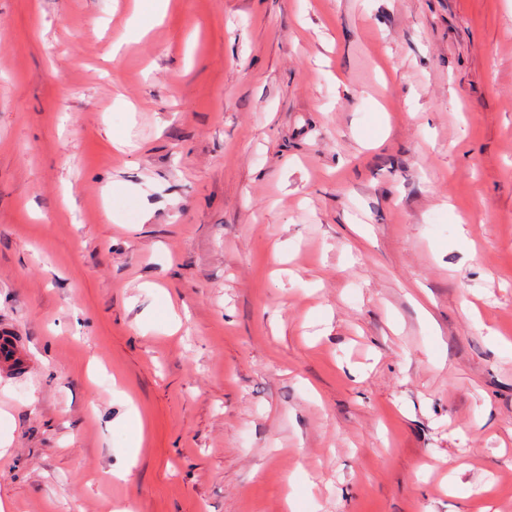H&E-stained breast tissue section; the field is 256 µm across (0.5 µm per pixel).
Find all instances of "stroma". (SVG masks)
I'll return each mask as SVG.
<instances>
[{
    "mask_svg": "<svg viewBox=\"0 0 512 512\" xmlns=\"http://www.w3.org/2000/svg\"><path fill=\"white\" fill-rule=\"evenodd\" d=\"M152 11L0 0V497L512 512V0ZM0 372L13 373L25 364L21 342L14 336H0Z\"/></svg>",
    "mask_w": 512,
    "mask_h": 512,
    "instance_id": "35a3bbf8",
    "label": "stroma"
}]
</instances>
